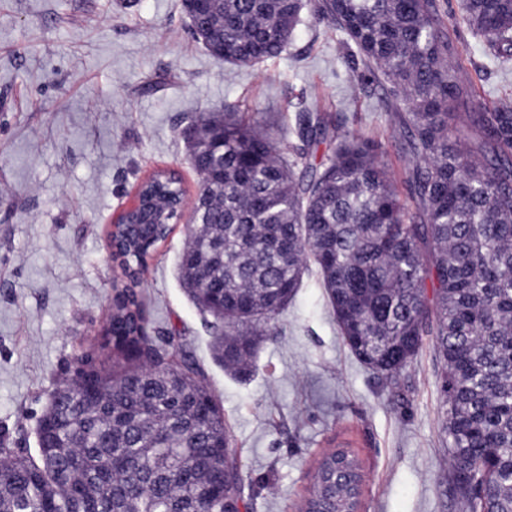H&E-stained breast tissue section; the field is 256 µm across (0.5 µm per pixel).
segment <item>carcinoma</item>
I'll return each mask as SVG.
<instances>
[{
	"instance_id": "1",
	"label": "carcinoma",
	"mask_w": 512,
	"mask_h": 512,
	"mask_svg": "<svg viewBox=\"0 0 512 512\" xmlns=\"http://www.w3.org/2000/svg\"><path fill=\"white\" fill-rule=\"evenodd\" d=\"M309 0H215L211 40L224 62L281 55ZM488 54L512 60V0H461ZM316 19L343 32L360 83L384 92L404 130L407 205L375 143L337 136L303 112V146L284 150L243 112L196 119L211 131L195 168L224 156V192L194 216L179 256L190 298L224 321V367L247 369L258 337L313 262L338 331L366 366L393 381L424 337L444 363L450 475L466 512H512V98L479 101L458 77L436 0H317ZM336 141L317 165L307 148ZM300 174H295V170ZM147 196L184 194L161 172ZM149 241L117 254L127 283L112 299V353L76 358L39 459L0 471V512H226L244 483L238 450L190 361L148 335L138 288ZM223 467L224 486L213 468ZM362 465L332 449L301 512H357Z\"/></svg>"
}]
</instances>
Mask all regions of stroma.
<instances>
[{
    "mask_svg": "<svg viewBox=\"0 0 512 512\" xmlns=\"http://www.w3.org/2000/svg\"><path fill=\"white\" fill-rule=\"evenodd\" d=\"M466 44L459 77L486 101L512 96V60L489 56L459 0H437ZM360 61L336 27L306 17L280 56L251 66L213 57L182 0H0V448L38 455L36 427L75 359L100 355L122 269L112 215L155 171L174 170L187 197L200 178L184 127L226 107L281 145L298 116L319 112L337 134L379 145L395 175L402 133L361 88ZM189 217L146 259L149 332L174 337L224 411L244 470L243 512H299L327 450L361 461L358 512H463L448 472L442 361L424 344L387 381L344 344L316 270L306 271L250 375L212 354L224 324L188 298L177 272Z\"/></svg>",
    "mask_w": 512,
    "mask_h": 512,
    "instance_id": "stroma-1",
    "label": "stroma"
}]
</instances>
